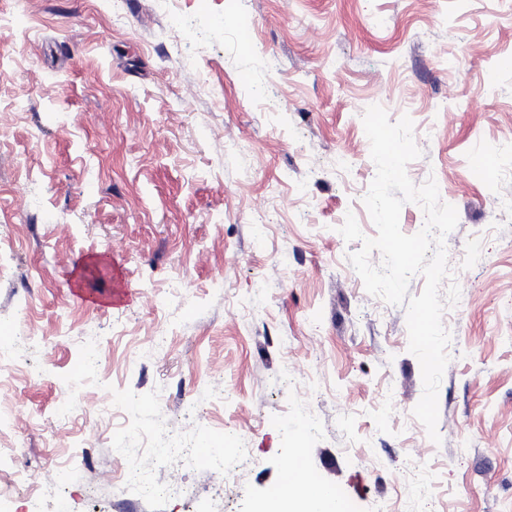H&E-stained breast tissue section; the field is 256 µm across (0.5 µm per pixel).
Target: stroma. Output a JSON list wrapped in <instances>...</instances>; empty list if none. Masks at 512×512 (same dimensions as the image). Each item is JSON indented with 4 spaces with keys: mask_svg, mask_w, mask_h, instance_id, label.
<instances>
[{
    "mask_svg": "<svg viewBox=\"0 0 512 512\" xmlns=\"http://www.w3.org/2000/svg\"><path fill=\"white\" fill-rule=\"evenodd\" d=\"M176 8L0 0V493L253 512L297 457L348 512H512V216L491 205L512 196V0ZM373 105L410 116L407 173L458 213L438 445L406 308L339 232L376 234Z\"/></svg>",
    "mask_w": 512,
    "mask_h": 512,
    "instance_id": "35a3bbf8",
    "label": "stroma"
}]
</instances>
